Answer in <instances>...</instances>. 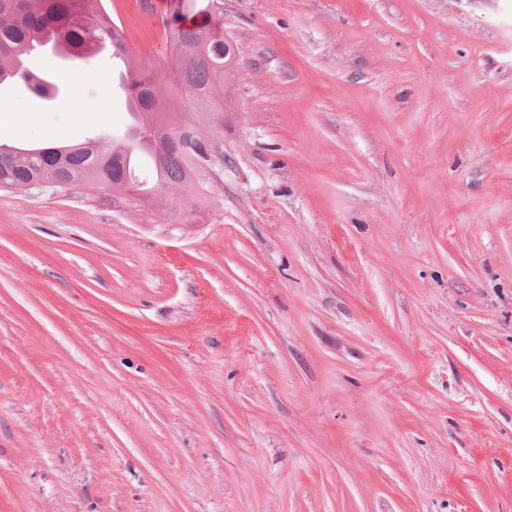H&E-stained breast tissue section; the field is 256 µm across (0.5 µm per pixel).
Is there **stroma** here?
Segmentation results:
<instances>
[{
  "label": "stroma",
  "instance_id": "1",
  "mask_svg": "<svg viewBox=\"0 0 512 512\" xmlns=\"http://www.w3.org/2000/svg\"><path fill=\"white\" fill-rule=\"evenodd\" d=\"M170 0H112L136 61ZM186 201L0 191V512H512V0H224ZM0 141L131 124L37 49Z\"/></svg>",
  "mask_w": 512,
  "mask_h": 512
}]
</instances>
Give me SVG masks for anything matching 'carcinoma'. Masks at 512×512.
Returning a JSON list of instances; mask_svg holds the SVG:
<instances>
[{
  "label": "carcinoma",
  "mask_w": 512,
  "mask_h": 512,
  "mask_svg": "<svg viewBox=\"0 0 512 512\" xmlns=\"http://www.w3.org/2000/svg\"><path fill=\"white\" fill-rule=\"evenodd\" d=\"M224 13L223 0H178L173 21L166 25L175 62V82L183 91L173 122L158 98L165 68L135 66L124 61L126 77L120 84L130 102L135 126L171 122L187 130L185 137L156 153L137 134L109 144L99 138L64 146L21 148L0 143V189L35 184L56 191L80 183L92 189L112 184H134L127 167L129 152L140 150L152 163L155 192L175 194L204 189L214 156L211 140L201 136L193 116L219 112L224 105V38L211 33L210 21ZM193 23L184 24L186 17ZM50 47L64 57L88 60L100 48L125 56L127 46L112 21L104 0H0V84L21 79L31 90L48 98L57 90L51 82L24 69V59L37 48Z\"/></svg>",
  "instance_id": "obj_1"
}]
</instances>
